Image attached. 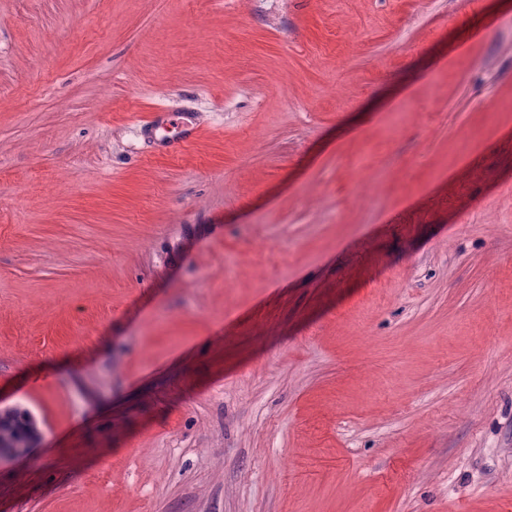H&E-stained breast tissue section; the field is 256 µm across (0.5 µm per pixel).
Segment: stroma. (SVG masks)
Masks as SVG:
<instances>
[{"label":"stroma","instance_id":"obj_1","mask_svg":"<svg viewBox=\"0 0 512 512\" xmlns=\"http://www.w3.org/2000/svg\"><path fill=\"white\" fill-rule=\"evenodd\" d=\"M13 407L0 512H512V0H0ZM8 413H14L13 421L10 425L2 427L0 423V445L5 444L10 448H1L0 458H20L27 456L33 447L36 438L28 431V420L32 419L27 410L18 408L11 409ZM33 420V419H32ZM9 453L13 456L3 455Z\"/></svg>","mask_w":512,"mask_h":512}]
</instances>
